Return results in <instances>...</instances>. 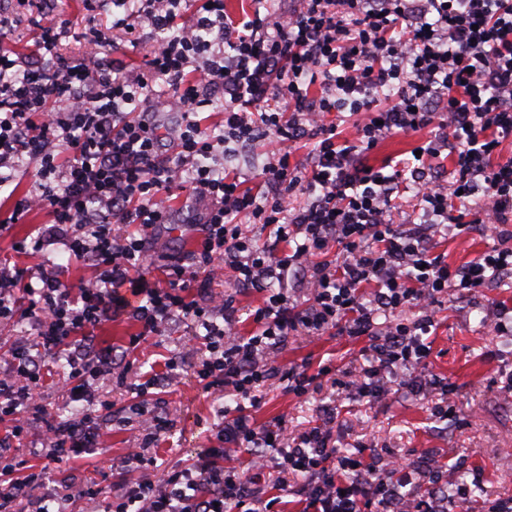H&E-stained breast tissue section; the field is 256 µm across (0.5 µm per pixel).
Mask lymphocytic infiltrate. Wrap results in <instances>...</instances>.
Returning <instances> with one entry per match:
<instances>
[{"mask_svg": "<svg viewBox=\"0 0 512 512\" xmlns=\"http://www.w3.org/2000/svg\"><path fill=\"white\" fill-rule=\"evenodd\" d=\"M111 0L123 9L126 41L92 32L85 58L61 55V32L44 26L29 54L0 48V169L36 162L35 189L17 199L0 227L43 211L34 248L62 246L91 280L64 284L53 267L0 263V323L31 321L36 346L18 339L0 356V421L21 439L47 362L67 353L69 395L80 401L115 370L130 371L128 349L173 323L204 331L209 353L196 375L204 389L235 397L218 427L219 447L160 480L142 475L111 499L108 512H279L282 475L303 477L300 512H512V496L475 507L455 477L427 483L443 462L424 455L378 467L364 452L342 454L334 427L339 401L355 389L367 403L399 393H448L427 373L430 336L443 302L512 281V0H296L293 8L234 15L224 0ZM150 30L142 66L117 65L116 53ZM164 80L167 95L155 90ZM220 104V124L200 114ZM364 113L353 138L335 119ZM178 110L161 128L158 116ZM424 137L419 160L371 162L385 139ZM270 145L262 166L226 168L230 146ZM313 140L308 162L293 150ZM453 172L446 182L445 172ZM413 192L419 221H394V201ZM185 198L201 231L186 259L151 258L147 242ZM481 226L498 243L461 265L435 253L436 236ZM339 246L342 260L329 257ZM225 265L233 293L213 295L201 272ZM39 286H32V279ZM257 294L250 331L240 328L238 293ZM418 309L413 322L398 319ZM387 313L377 325L378 313ZM128 315L139 330L126 345L99 349L97 331ZM366 338L360 368L278 362L289 339L329 330ZM336 390L316 425L297 431L252 415L272 380L307 395L318 376ZM155 372L135 390L130 410L145 430L143 448L111 465L122 474L146 466L162 417L141 398L168 382ZM59 462L104 444L91 415L44 431ZM245 460L231 459L230 448ZM278 474L267 477L269 466ZM0 448V512L25 503L42 512L66 488L43 473L23 479Z\"/></svg>", "mask_w": 512, "mask_h": 512, "instance_id": "lymphocytic-infiltrate-1", "label": "lymphocytic infiltrate"}]
</instances>
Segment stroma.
Segmentation results:
<instances>
[{"label": "stroma", "instance_id": "35a3bbf8", "mask_svg": "<svg viewBox=\"0 0 512 512\" xmlns=\"http://www.w3.org/2000/svg\"><path fill=\"white\" fill-rule=\"evenodd\" d=\"M10 6L14 26L0 40V47L21 54L30 53L42 25L66 23L61 51L76 61L82 57L89 29L107 34L112 31V8L108 5L89 11L82 0H55L52 9L42 13L30 0H11ZM47 220L45 213L35 212L25 223L1 232L0 259L14 257L25 266L55 267L68 283L90 277L89 269L68 263L66 254L53 246L27 256L14 255L12 242L25 238L35 225ZM493 243L492 237L475 231L437 238L436 250L446 256L449 264L458 265L474 259ZM489 298L512 300V288L489 286L469 300L445 304L437 316L427 371L452 383L447 396L399 394L369 404L356 392H347L336 420L337 448L349 453L363 443L376 462L398 453L413 465L430 452L440 456L449 469L466 467L468 485L480 487L483 499L512 491V398L504 397L496 385L502 371H512V339L493 335L485 328L483 305ZM364 346V341L328 332L289 343L285 360L298 364L306 361L314 368L328 363L359 367L366 362ZM206 355L204 339L189 321L176 324L167 335L147 337L134 350V366L126 378L115 376L95 387L96 400L112 403L111 412L96 414L98 426L109 435L107 447L88 449L67 462L48 461L40 437V413L30 411L31 427L26 436L14 442L11 454L26 461L32 471H47L51 480L70 485L78 493L90 486L97 491L92 500L78 496L63 506L50 503L51 512L61 507L67 512H105L122 480L140 477L137 468L122 478L112 475L107 461L142 439L143 430L136 415L127 411L133 401L131 383L163 369L168 360L178 363L173 379L147 397L149 407L155 408L168 424L164 441L147 451L153 459L151 474L163 477L204 449L217 447V426L226 400L222 393L205 391L196 376ZM319 383V394L302 397L286 392L282 383L269 385L261 406L253 412L257 423L281 419L292 430L309 425L317 418L320 395L333 390L331 376L321 377ZM440 402L452 407L453 417L435 419L433 410Z\"/></svg>", "mask_w": 512, "mask_h": 512}]
</instances>
